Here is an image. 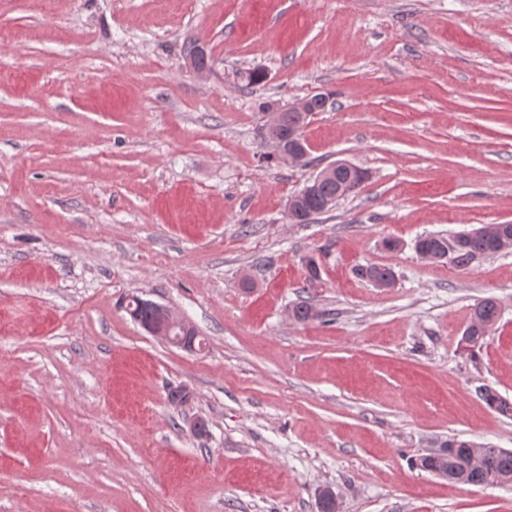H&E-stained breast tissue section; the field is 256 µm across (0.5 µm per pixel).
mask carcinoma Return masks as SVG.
Returning <instances> with one entry per match:
<instances>
[{
    "instance_id": "carcinoma-1",
    "label": "carcinoma",
    "mask_w": 512,
    "mask_h": 512,
    "mask_svg": "<svg viewBox=\"0 0 512 512\" xmlns=\"http://www.w3.org/2000/svg\"><path fill=\"white\" fill-rule=\"evenodd\" d=\"M341 178L330 177L321 180L311 195L307 196L298 208L293 223L308 224L316 215L327 212L324 204L337 198ZM415 250L430 253L441 262L447 261L456 268H467L476 260L496 254L495 242L487 236H468L463 232L455 234H429L415 241ZM357 274L373 283H384L395 276L394 271L383 265H368L357 270ZM130 314L140 325L154 319V311L146 301H131ZM499 318L497 303L483 299L474 305L469 329L471 334L464 339L467 347L474 348L484 341ZM488 406L503 415L512 413V403L491 392H484ZM454 451L435 461L434 466L442 471L444 478L464 485L481 486L489 472L512 478V451L491 448L477 449L470 441H452Z\"/></svg>"
}]
</instances>
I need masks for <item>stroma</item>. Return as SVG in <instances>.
I'll use <instances>...</instances> for the list:
<instances>
[{
  "mask_svg": "<svg viewBox=\"0 0 512 512\" xmlns=\"http://www.w3.org/2000/svg\"><path fill=\"white\" fill-rule=\"evenodd\" d=\"M318 93L309 164L266 162L261 104ZM339 160L360 189L289 223ZM504 223L512 0H0V512H317L326 486L337 512H512V484L414 464L512 450L480 396L512 401V250L460 270L414 249ZM133 294L203 349L145 332ZM486 298L501 316L466 349Z\"/></svg>",
  "mask_w": 512,
  "mask_h": 512,
  "instance_id": "35a3bbf8",
  "label": "stroma"
}]
</instances>
